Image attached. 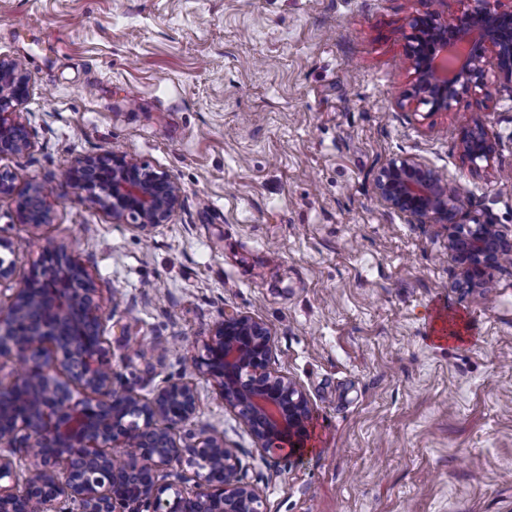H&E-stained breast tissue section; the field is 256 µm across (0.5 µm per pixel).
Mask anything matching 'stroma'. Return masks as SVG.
<instances>
[{
  "instance_id": "stroma-1",
  "label": "stroma",
  "mask_w": 512,
  "mask_h": 512,
  "mask_svg": "<svg viewBox=\"0 0 512 512\" xmlns=\"http://www.w3.org/2000/svg\"><path fill=\"white\" fill-rule=\"evenodd\" d=\"M468 0H0V57L27 66L33 148L17 189L59 191L50 223L0 200V309L41 250L90 275L119 383L192 378L188 431L218 432L265 512H512V264L460 287L449 228L387 210L379 170L415 158L512 239V83L419 113L402 30ZM482 117L489 167L463 162ZM118 151L169 173L182 205L142 234L63 186ZM461 341L430 342L434 305ZM263 321L271 367L313 408L302 456L263 454L188 356L227 311Z\"/></svg>"
}]
</instances>
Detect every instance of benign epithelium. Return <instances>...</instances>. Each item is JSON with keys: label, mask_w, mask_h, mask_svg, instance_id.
I'll list each match as a JSON object with an SVG mask.
<instances>
[{"label": "benign epithelium", "mask_w": 512, "mask_h": 512, "mask_svg": "<svg viewBox=\"0 0 512 512\" xmlns=\"http://www.w3.org/2000/svg\"><path fill=\"white\" fill-rule=\"evenodd\" d=\"M469 3L449 20L431 14L408 22L415 106L446 112L463 94L488 92L489 66L512 82V12L491 0ZM31 92L22 62L0 57V156L32 147L18 111ZM461 152L475 169L491 161L483 120L464 132ZM65 174L63 184L83 191L85 202L136 232L169 223L181 204V188L168 173L124 153L84 156ZM15 179L0 169V197H12L19 223H50L52 191L31 183L17 193ZM375 192L389 210L450 225L448 251L462 273L458 287H493L490 272L512 255V240L472 213V203L461 202L446 176L415 159H393L377 175ZM34 288L41 291L35 321L28 317ZM94 293L85 269L65 249L47 246L0 310V358L24 363L12 385L0 390V413L7 403L13 407L11 426L0 429V512H14L18 503L24 512H262L259 491L241 480L239 460L222 436L181 438L198 407L191 381L168 380L151 397L117 385ZM271 349L264 322L226 312L201 340L192 368L237 411L257 448L275 454L287 446L295 456L313 411L298 384L271 368ZM19 457L34 469L20 473ZM185 461L195 467L190 489L176 473Z\"/></svg>", "instance_id": "benign-epithelium-1"}]
</instances>
